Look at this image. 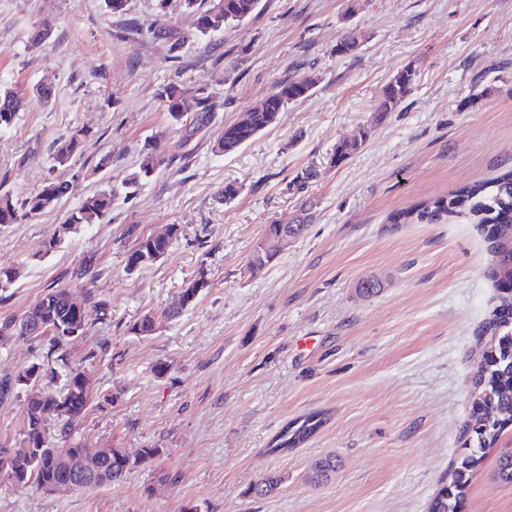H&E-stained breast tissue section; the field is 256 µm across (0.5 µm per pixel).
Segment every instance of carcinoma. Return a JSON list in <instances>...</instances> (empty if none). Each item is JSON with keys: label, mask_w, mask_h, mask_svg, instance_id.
Returning a JSON list of instances; mask_svg holds the SVG:
<instances>
[{"label": "carcinoma", "mask_w": 512, "mask_h": 512, "mask_svg": "<svg viewBox=\"0 0 512 512\" xmlns=\"http://www.w3.org/2000/svg\"><path fill=\"white\" fill-rule=\"evenodd\" d=\"M192 10L194 29L200 35L223 27L238 26L256 13L261 0H206L207 7L197 0H184ZM152 37L168 44L169 53L176 52L184 37L162 26L149 28ZM357 47V33L351 29L342 35L335 46L336 54L347 55ZM314 82L310 78H290L278 91L268 97L259 110H247L238 120L224 127L215 141V148L232 153L250 142L262 131L275 125L288 103L307 97ZM414 72L406 68L386 84L377 111H394L412 91ZM173 125L191 117L193 129L198 130L211 120L217 103L202 88H184L169 83L158 92ZM24 98L11 91L0 92V128L12 125L17 114L24 110ZM363 138L344 140L336 146L333 162H343L358 151ZM167 132L151 136L144 144L137 170L122 180L120 187L111 186L86 196L63 224L54 238L45 243V252L52 251L63 239L83 224L103 222L112 209V198L118 191L131 197L143 181L159 167L169 163ZM85 150L82 131L77 130L60 140L53 154L54 165L62 170L39 189L21 198L10 191H0V224H20L54 207L63 197L72 194L74 181L64 170L76 154ZM479 224L486 233L491 259L487 271L489 281L499 290L500 300L488 314L479 336L485 337L480 363L473 377L471 408L460 434L462 452L440 478L441 488L432 498L428 512H462L474 473L481 466L486 450L498 444L505 429L512 425V170L490 180H477L446 195L433 197L411 209L395 211L388 216L390 224ZM181 233L180 225L169 224L162 234L135 239L126 251L125 269L132 273L164 258ZM280 250H264L257 244L249 265L253 275L271 263ZM207 287L204 274L186 284L172 306L161 312L164 319L176 318L197 299ZM158 317L145 314L132 327L139 336H149L157 329ZM87 331L85 311L75 308L70 292L64 288H48L20 318L0 323V336L37 338L51 337L52 346L64 351ZM40 364L33 363L18 372L0 375V404L16 389H26L25 415L21 449L0 448L7 455L8 469L17 485L32 484L46 493L67 490H89L121 482L135 468L150 467L164 453L161 448H141L131 456L121 448H87L69 440L68 426L85 412L90 392V380L84 371L74 369L67 380L65 392L59 397L45 394L39 388ZM61 423L63 439L69 444L51 446L46 438L49 422ZM326 422L320 412H312L287 424L277 435L269 451L283 453L298 447L313 436ZM95 461V469L84 463ZM336 468V459L329 456L312 465L310 479L319 482ZM497 481L512 484V448L499 449L494 467ZM281 479L262 477L252 484L250 493L266 496L277 489Z\"/></svg>", "instance_id": "cac0c4a2"}]
</instances>
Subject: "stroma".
Returning a JSON list of instances; mask_svg holds the SVG:
<instances>
[{"label":"stroma","mask_w":512,"mask_h":512,"mask_svg":"<svg viewBox=\"0 0 512 512\" xmlns=\"http://www.w3.org/2000/svg\"><path fill=\"white\" fill-rule=\"evenodd\" d=\"M154 22L183 36L179 58L148 34ZM43 24L50 35L34 43ZM349 29L360 45L336 55ZM404 68L416 74L412 92L378 113L383 87ZM292 76L314 78L310 96L236 152L214 151L225 125ZM43 82L55 89L47 103L33 94ZM171 82L217 101L208 127L170 131L157 90ZM478 82L487 94L466 105ZM0 89L26 101L0 128V188L37 190L56 174L59 139L86 134L69 167L73 195L0 224V266L22 270L0 293V322L51 287L69 289L88 320L63 352L45 337L1 336L0 370L41 363L42 389L59 395L84 368L92 395L72 437L165 451L92 490L47 494L0 480V512H427L461 451L476 331L493 304L490 253L477 225L386 218L512 166V0H262L245 24L203 39L183 0H129L121 14L104 0H0ZM163 130L172 163L134 199L116 197L103 223L44 252L68 213L134 171L146 138ZM362 130V147L333 164L337 144ZM104 157L112 164L97 171ZM229 182L241 192L227 204ZM275 223L307 229L250 274ZM169 224L181 233L168 256L126 273L134 236ZM85 264L107 317L75 277ZM201 272L208 286L193 306L152 335L132 333ZM365 279L377 293H360ZM314 411L328 417L317 434L269 453L289 421ZM329 454L336 473L309 483L312 463ZM494 461L487 455L473 477L467 512H512V485L493 479ZM268 473L282 476L279 489L251 495Z\"/></svg>","instance_id":"stroma-1"}]
</instances>
